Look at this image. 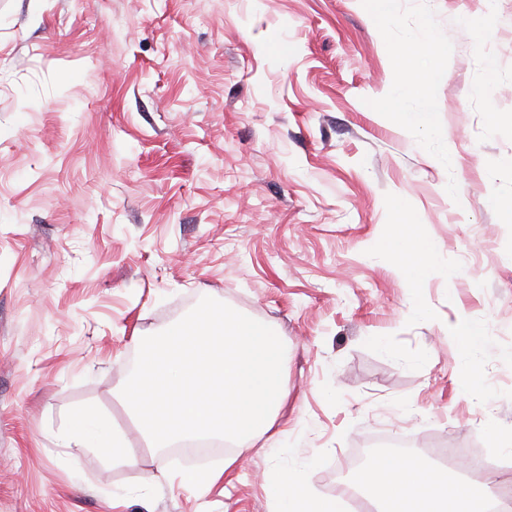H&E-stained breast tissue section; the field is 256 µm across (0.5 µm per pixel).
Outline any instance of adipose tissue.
Segmentation results:
<instances>
[{
  "label": "adipose tissue",
  "instance_id": "obj_1",
  "mask_svg": "<svg viewBox=\"0 0 512 512\" xmlns=\"http://www.w3.org/2000/svg\"><path fill=\"white\" fill-rule=\"evenodd\" d=\"M406 77L398 75L391 96L407 119L426 134L433 155L445 165L454 158V147L435 124L425 101L408 97ZM69 448H96L113 460L133 463L125 437L97 414L81 415L62 435ZM264 486L270 512H336V504L321 498L306 478L305 463L289 460L287 467L270 472ZM356 493L372 500L377 512H512V503L502 499L495 483L462 481L414 457L383 455L365 466L354 481Z\"/></svg>",
  "mask_w": 512,
  "mask_h": 512
}]
</instances>
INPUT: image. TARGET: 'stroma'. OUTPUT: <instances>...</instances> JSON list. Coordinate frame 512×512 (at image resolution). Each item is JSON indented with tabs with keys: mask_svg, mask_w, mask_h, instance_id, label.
Wrapping results in <instances>:
<instances>
[{
	"mask_svg": "<svg viewBox=\"0 0 512 512\" xmlns=\"http://www.w3.org/2000/svg\"><path fill=\"white\" fill-rule=\"evenodd\" d=\"M401 70L454 164L388 103ZM205 296L288 340L283 434L208 492L121 395ZM511 349L512 0H0V512H269L261 474L309 459L332 498L381 434L488 457ZM83 410L136 465L63 445Z\"/></svg>",
	"mask_w": 512,
	"mask_h": 512,
	"instance_id": "1",
	"label": "stroma"
}]
</instances>
